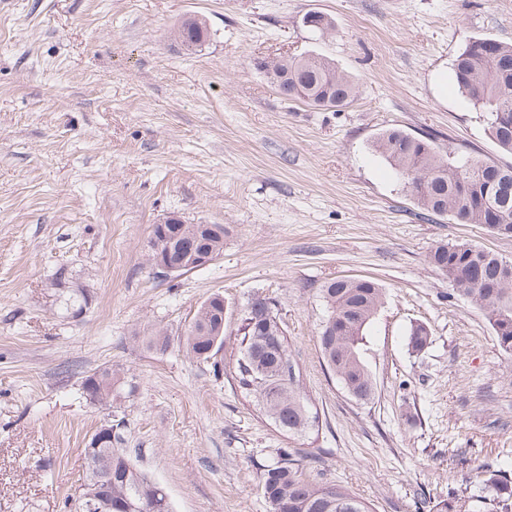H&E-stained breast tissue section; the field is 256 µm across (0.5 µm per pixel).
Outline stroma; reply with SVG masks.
<instances>
[{"mask_svg":"<svg viewBox=\"0 0 512 512\" xmlns=\"http://www.w3.org/2000/svg\"><path fill=\"white\" fill-rule=\"evenodd\" d=\"M311 12L329 28L306 26ZM190 16L210 29L193 55L174 37ZM481 36L512 43V0H0V512H66L109 411L172 512H268L260 467L279 448L373 512L454 498L497 512L480 474L512 483V354L427 256L466 240L512 259V238L419 219L373 149L399 128L512 165L454 81ZM307 51L357 82L353 103L286 101L256 67ZM173 214L227 233L210 265L165 278L148 242ZM341 277L385 290L362 346L366 403L318 341L321 290ZM218 293L224 348L200 360L188 324ZM255 296L285 320L319 417L306 436L280 432L235 381ZM417 323L431 339L416 354ZM104 366L129 384L108 411L81 388Z\"/></svg>","mask_w":512,"mask_h":512,"instance_id":"35a3bbf8","label":"stroma"}]
</instances>
